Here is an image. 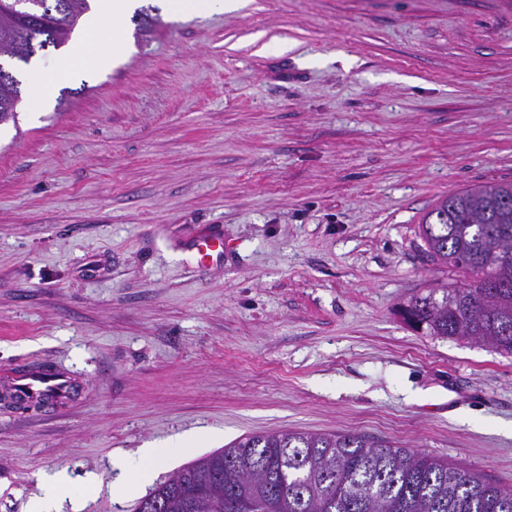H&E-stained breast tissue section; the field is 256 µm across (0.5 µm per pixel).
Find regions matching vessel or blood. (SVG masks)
Listing matches in <instances>:
<instances>
[{"label": "vessel or blood", "mask_w": 512, "mask_h": 512, "mask_svg": "<svg viewBox=\"0 0 512 512\" xmlns=\"http://www.w3.org/2000/svg\"><path fill=\"white\" fill-rule=\"evenodd\" d=\"M186 248L195 257L198 266L210 267L224 258V237L221 233L204 229L192 239ZM11 397L30 403H46L51 407L64 404L72 390L69 376L55 366L45 363H29L7 373Z\"/></svg>", "instance_id": "1"}]
</instances>
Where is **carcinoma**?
Instances as JSON below:
<instances>
[{
    "mask_svg": "<svg viewBox=\"0 0 512 512\" xmlns=\"http://www.w3.org/2000/svg\"><path fill=\"white\" fill-rule=\"evenodd\" d=\"M88 0H24L0 9V56L27 63L68 40ZM20 81H0V122L15 120ZM427 261L464 275L478 269L497 290L460 287L453 307L433 294L410 313L435 336L470 338L512 353V181L445 196L421 219ZM512 512V495L444 459L360 434L284 429L249 434L183 466L139 503L152 512Z\"/></svg>",
    "mask_w": 512,
    "mask_h": 512,
    "instance_id": "cac0c4a2",
    "label": "carcinoma"
}]
</instances>
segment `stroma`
I'll list each match as a JSON object with an SVG mask.
<instances>
[{
    "mask_svg": "<svg viewBox=\"0 0 512 512\" xmlns=\"http://www.w3.org/2000/svg\"><path fill=\"white\" fill-rule=\"evenodd\" d=\"M108 67L0 127V372L45 362L60 410L0 407V512L66 470L79 512L246 434L354 432L512 487V354L407 322L462 284L418 224L512 180V0H137ZM219 225L224 261L186 241ZM100 475L85 493L86 472ZM168 2L169 9L175 15L197 12H232L240 9V0H162ZM186 444L178 441L167 448H143L135 456L116 458L112 466L120 471L121 476L115 482L125 496L137 494L151 479L154 469L153 464H158L164 458H168L186 451ZM150 462L151 467H148Z\"/></svg>",
    "mask_w": 512,
    "mask_h": 512,
    "instance_id": "stroma-1",
    "label": "stroma"
}]
</instances>
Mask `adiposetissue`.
<instances>
[{
    "mask_svg": "<svg viewBox=\"0 0 512 512\" xmlns=\"http://www.w3.org/2000/svg\"><path fill=\"white\" fill-rule=\"evenodd\" d=\"M133 9V0H96L89 15L83 38L70 51L46 67L31 69L26 77L29 89L28 110L43 111L49 92L65 83L77 71L106 67L120 49L124 22ZM184 442L166 448H143L134 456L116 458L112 466L120 471L116 485L123 495L137 494L153 475V464L184 452ZM71 479L66 472L45 473L38 478V495L31 501L29 512H63L71 500Z\"/></svg>",
    "mask_w": 512,
    "mask_h": 512,
    "instance_id": "obj_1",
    "label": "adipose tissue"
}]
</instances>
